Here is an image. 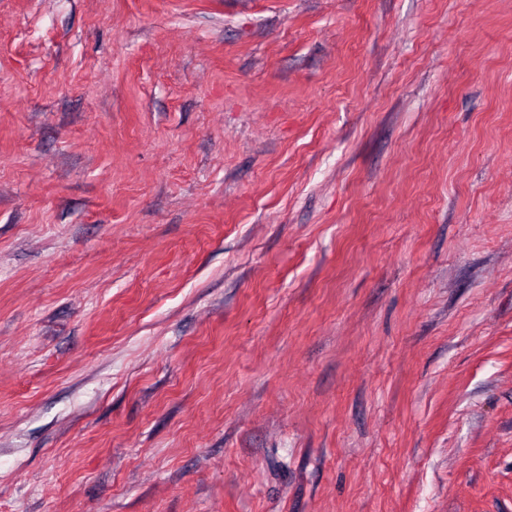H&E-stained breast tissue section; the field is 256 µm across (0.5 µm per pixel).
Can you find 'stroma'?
Segmentation results:
<instances>
[{
	"instance_id": "35a3bbf8",
	"label": "stroma",
	"mask_w": 512,
	"mask_h": 512,
	"mask_svg": "<svg viewBox=\"0 0 512 512\" xmlns=\"http://www.w3.org/2000/svg\"><path fill=\"white\" fill-rule=\"evenodd\" d=\"M0 512H512V0H0Z\"/></svg>"
}]
</instances>
